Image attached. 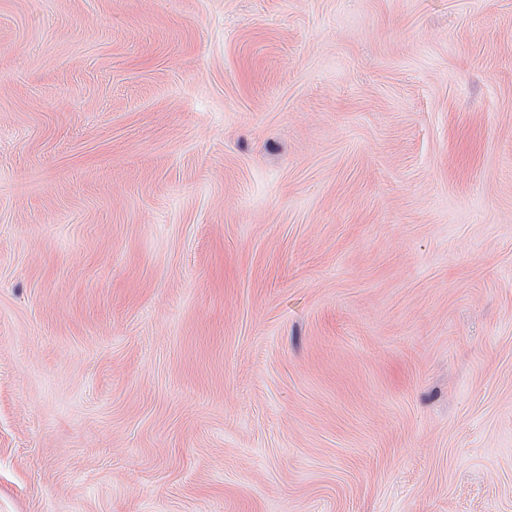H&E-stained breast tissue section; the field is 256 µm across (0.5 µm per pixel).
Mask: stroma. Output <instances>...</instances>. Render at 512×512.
I'll list each match as a JSON object with an SVG mask.
<instances>
[{
    "label": "stroma",
    "instance_id": "35a3bbf8",
    "mask_svg": "<svg viewBox=\"0 0 512 512\" xmlns=\"http://www.w3.org/2000/svg\"><path fill=\"white\" fill-rule=\"evenodd\" d=\"M0 512H512V0H0Z\"/></svg>",
    "mask_w": 512,
    "mask_h": 512
}]
</instances>
